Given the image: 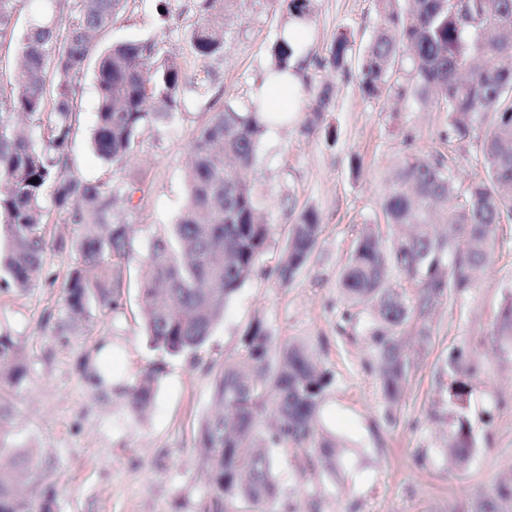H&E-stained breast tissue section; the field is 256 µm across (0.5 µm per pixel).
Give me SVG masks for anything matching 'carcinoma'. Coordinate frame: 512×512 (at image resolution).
<instances>
[{"label":"carcinoma","mask_w":512,"mask_h":512,"mask_svg":"<svg viewBox=\"0 0 512 512\" xmlns=\"http://www.w3.org/2000/svg\"><path fill=\"white\" fill-rule=\"evenodd\" d=\"M17 0H0V39L11 32ZM126 0H79L64 36L48 23H35L20 43L17 87L0 108L29 119L49 112L50 137L41 144L15 136L0 114V227L9 248L3 262L7 285L30 287L44 271L49 249L64 241L47 234L40 200L56 184L54 204L78 224L80 262L68 276L67 318L76 322L93 300L105 310L122 306L126 284L117 269L129 266L133 238L128 224H110L106 214L112 191L68 176L67 142L76 122L73 79L87 64L93 33L112 22ZM382 0L384 27L366 49L360 85L369 97L390 88L398 61L411 65L414 92L445 103L448 131L463 140L478 117L488 120L483 138L487 180L463 192L445 174L439 155L404 154L397 179L384 198L386 224L398 229L385 244L380 234L362 231L345 266L341 288L342 319L351 323L369 312L366 335L380 359V388L390 406L399 402L413 365L407 351L425 349L433 318L455 294L472 287V274L483 267L497 226L512 220V0H466V11L452 13L448 0ZM205 19L189 33L191 49L203 60L223 52L224 0H203ZM297 44L283 38L272 47L270 71L285 73ZM351 52L341 32L329 49V63L343 70ZM96 86L98 106L92 150L100 160L127 161L141 127L168 115L181 103V66L156 59L150 39L112 45L100 59ZM284 109L275 98L262 107L228 105L214 113L191 144L188 202L176 223L155 235L147 255L148 273L138 288V316L149 345L170 356L201 348L224 317L230 298L251 276L266 252L270 225L257 218L246 173L269 120ZM36 183H31V180ZM321 224L304 211L291 225L283 256L274 274L277 283H293L316 249ZM452 272H445L444 257ZM396 269L403 283L393 288L386 272ZM495 347L512 353V299L497 317ZM160 370L135 374L124 386L136 414L153 404ZM25 372L18 346L0 336V389L18 385ZM331 373L319 366L311 348L280 343L261 323L243 336L242 351L214 377V409L199 425L196 444L206 450L210 492L202 512H239L243 503L257 508L277 499L273 476L276 450L303 470H336V440L319 428V410ZM455 410L448 447L457 464L470 458L473 441L463 416L471 385L451 376L446 388ZM31 461L16 454L0 463V512H52L47 491L27 488ZM471 512H512V479L497 482Z\"/></svg>","instance_id":"1"}]
</instances>
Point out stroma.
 <instances>
[{
	"label": "stroma",
	"mask_w": 512,
	"mask_h": 512,
	"mask_svg": "<svg viewBox=\"0 0 512 512\" xmlns=\"http://www.w3.org/2000/svg\"><path fill=\"white\" fill-rule=\"evenodd\" d=\"M199 3L128 0L98 33L76 80L68 174L111 188L109 222L135 229L134 271L152 237L176 223L186 204L195 135L227 103L254 100L272 47L291 22L286 0H226L224 49L203 61L188 40L201 20ZM73 12V0H19L12 16L16 38L0 42V95L16 87L19 35L39 20L65 32ZM381 25L379 0H311L308 31L296 54L301 109L267 126L248 174L271 227L268 247L197 353L170 357L149 347L133 287L123 311L89 303L65 337L56 335L66 313L68 274L79 260V229L56 209L53 187L45 188L44 221L67 247L48 255L53 284L40 281L23 292L0 288V335L18 345L26 367L7 402L0 457L29 453L35 481L53 494V512H202L209 473L195 432L212 408L210 366L236 359L246 330L258 322L278 340L307 343L333 377L319 422L340 450L335 474L275 461L279 491L297 512H470L493 484L512 474V356L496 353L493 342L499 309L512 298V222L498 226L487 266L472 288L436 312L431 342L394 410H387L380 393L376 352L363 323L340 318L338 281L361 232L375 227L383 240L391 238L381 202L406 150L443 156L458 189L487 177L481 133L441 138L446 109L408 92L407 63L397 66V89L379 98L362 94L358 60ZM341 31L352 43V58L338 71L328 59ZM133 38L155 41L160 57L175 59L187 81L206 82L208 92L186 93L178 110L149 121L131 161L112 165L91 148L95 57L112 42ZM322 98L327 104L319 113ZM134 184L145 185L144 199L128 197ZM306 210L320 219L318 244L294 282L282 288L266 271L278 263L290 224ZM106 346L112 349V379H90L81 363ZM458 353L461 376L473 386L464 411L473 451L461 467L444 450L451 416L442 389L450 358ZM154 367L161 370L154 402L147 413L133 414L121 387Z\"/></svg>",
	"instance_id": "35a3bbf8"
}]
</instances>
